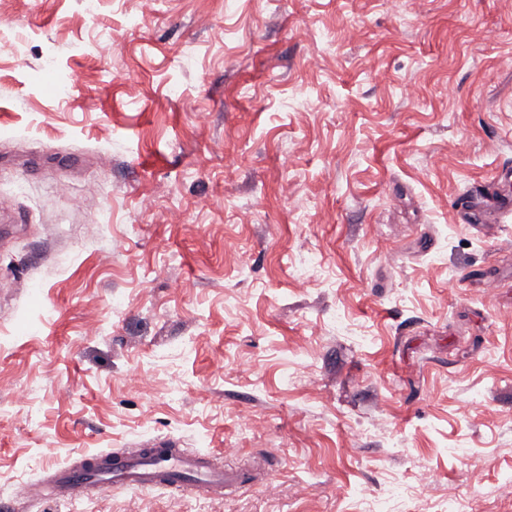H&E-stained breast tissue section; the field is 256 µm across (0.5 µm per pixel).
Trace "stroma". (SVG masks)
Instances as JSON below:
<instances>
[{
  "mask_svg": "<svg viewBox=\"0 0 512 512\" xmlns=\"http://www.w3.org/2000/svg\"><path fill=\"white\" fill-rule=\"evenodd\" d=\"M511 164L512 0H0V512H512ZM473 193L461 199L457 205L461 224H472L474 228L481 227L486 221L487 211L496 209L501 213L512 216V195L498 193L490 188L475 187ZM93 461V465L82 472L66 465L53 469V479L66 497L81 496L91 484L127 490L178 489L184 487L190 476L195 478L200 489L224 494L230 480L224 473V467L211 462L210 455L186 453L169 441L157 443L155 448L100 451L93 455Z\"/></svg>",
  "mask_w": 512,
  "mask_h": 512,
  "instance_id": "obj_1",
  "label": "stroma"
}]
</instances>
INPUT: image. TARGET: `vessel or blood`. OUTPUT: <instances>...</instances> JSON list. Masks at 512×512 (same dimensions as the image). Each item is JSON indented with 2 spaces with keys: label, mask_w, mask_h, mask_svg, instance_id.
<instances>
[{
  "label": "vessel or blood",
  "mask_w": 512,
  "mask_h": 512,
  "mask_svg": "<svg viewBox=\"0 0 512 512\" xmlns=\"http://www.w3.org/2000/svg\"><path fill=\"white\" fill-rule=\"evenodd\" d=\"M491 209L512 216V195L477 187L457 205L461 223L476 228L484 224ZM190 477L195 478L200 489L212 494L223 493L229 482L223 468L214 465L209 455L184 452L168 441L157 443L152 448L98 452L93 456L92 466L81 472L66 465L53 471L55 483L70 498L81 496L91 484L128 490L177 489L183 487Z\"/></svg>",
  "instance_id": "1"
}]
</instances>
